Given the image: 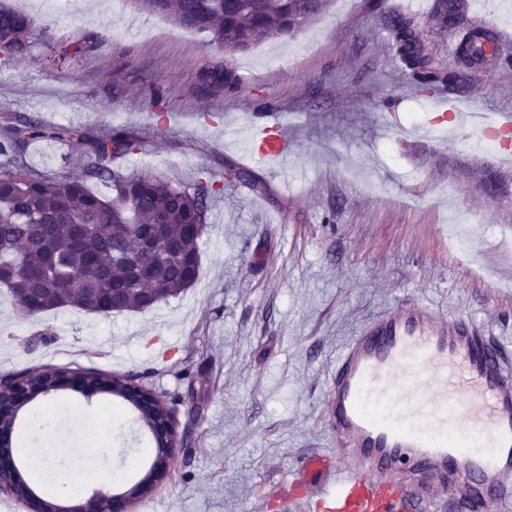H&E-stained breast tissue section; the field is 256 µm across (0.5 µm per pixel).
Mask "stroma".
<instances>
[{
    "label": "stroma",
    "mask_w": 512,
    "mask_h": 512,
    "mask_svg": "<svg viewBox=\"0 0 512 512\" xmlns=\"http://www.w3.org/2000/svg\"><path fill=\"white\" fill-rule=\"evenodd\" d=\"M41 0H0L33 20L27 54L0 66V127L24 113L51 126L105 134L123 128L141 151L112 161L122 176L194 190L202 172L223 182L209 203L195 284L142 312L48 311L24 317L0 288V375L51 365L131 376L172 401L178 448L167 478L132 512H305L280 487L313 454L352 465L330 431L336 358L366 320L412 297L463 317L512 364V167L473 146L455 106L512 113V62L470 68L465 88L418 90L386 21L411 15L445 72L460 70L457 38L434 26L436 0H332L294 37L266 40L235 59L230 94L200 97L199 72L222 52L132 0H72L45 14ZM467 0L464 25L512 38V0ZM91 48L66 66L58 47ZM167 122L153 116L154 94ZM283 114L287 160L249 159L267 106ZM29 167L83 174L80 149L35 140ZM252 183L228 182L225 164ZM501 192L480 186L484 169ZM84 408L29 447L56 458L85 452L95 476L127 454L152 462L154 443L130 413L92 428L104 394L41 397Z\"/></svg>",
    "instance_id": "1"
}]
</instances>
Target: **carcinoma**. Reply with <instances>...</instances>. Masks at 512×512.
Listing matches in <instances>:
<instances>
[{"label":"carcinoma","instance_id":"1","mask_svg":"<svg viewBox=\"0 0 512 512\" xmlns=\"http://www.w3.org/2000/svg\"><path fill=\"white\" fill-rule=\"evenodd\" d=\"M146 11L173 18L194 30L207 44L232 57L268 38L288 37L321 15L330 0H137ZM463 5L440 3L435 18L462 25ZM32 20L18 10L0 8V62L27 53ZM397 54L423 92L460 79L432 65L414 19L389 20ZM494 40L490 29L468 28L457 52L468 66L487 58L484 44ZM90 46L81 42L59 47L54 61L65 65ZM237 77L224 63L203 69L199 91L214 95L233 90ZM36 139L68 141L82 146L84 178L67 174L45 177L32 172L20 148ZM141 149L123 129L94 135L83 128H47L19 115L0 137V286L11 293L26 316L74 308L121 314L147 309L144 288H157L158 300L192 287L200 265L202 233L189 226L206 224L209 199L223 184L206 180L192 192L148 176L129 178L112 172V159ZM112 182L114 196L100 197L85 180ZM140 231L166 244L153 253L140 249Z\"/></svg>","mask_w":512,"mask_h":512}]
</instances>
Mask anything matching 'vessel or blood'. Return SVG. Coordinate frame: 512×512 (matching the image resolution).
I'll list each match as a JSON object with an SVG mask.
<instances>
[{"mask_svg": "<svg viewBox=\"0 0 512 512\" xmlns=\"http://www.w3.org/2000/svg\"><path fill=\"white\" fill-rule=\"evenodd\" d=\"M482 131L512 133V114ZM252 153L287 158L283 116L262 113ZM327 424L360 469L313 492L319 512H421L443 495L465 512H512V368L473 322L412 299L359 328L329 382Z\"/></svg>", "mask_w": 512, "mask_h": 512, "instance_id": "vessel-or-blood-1", "label": "vessel or blood"}]
</instances>
